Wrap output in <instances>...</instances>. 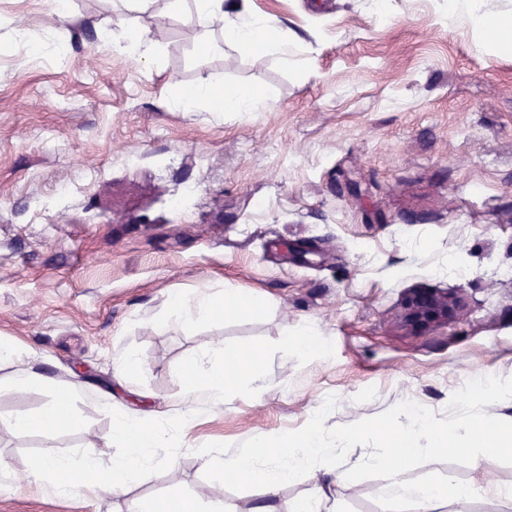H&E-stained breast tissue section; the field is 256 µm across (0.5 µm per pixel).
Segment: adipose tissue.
I'll use <instances>...</instances> for the list:
<instances>
[{
  "label": "adipose tissue",
  "mask_w": 512,
  "mask_h": 512,
  "mask_svg": "<svg viewBox=\"0 0 512 512\" xmlns=\"http://www.w3.org/2000/svg\"><path fill=\"white\" fill-rule=\"evenodd\" d=\"M182 8L186 10L191 24L202 34L200 47L209 53L224 44L259 58L268 46L279 40L277 28L269 19L249 16L243 10L226 12L224 0H182ZM262 98V92L255 87L243 85L227 89L208 79L179 93V101L184 108L201 105L214 111L232 108L250 112ZM261 305V300L252 294L227 297L200 293L178 297L171 305L168 324L185 327L199 313L220 315L228 308L252 313ZM182 377L190 394L202 395L211 406L220 408L224 405L225 392L239 379L245 378L254 383L260 381L261 354L254 351L230 358L223 347L207 346L187 360ZM191 421L192 410L186 403L171 417L153 425L128 411H118L113 415V433L122 442L124 451L109 466H101L89 459L78 468L67 456L47 455L31 461L29 476L36 482L51 479L55 491L65 496L97 500L121 494L129 483L143 476L158 449L167 447L183 434ZM10 423L20 431H53L81 426L82 420L73 413L68 392L60 390L53 394L41 413L17 414L11 417ZM431 431L426 418L413 416L409 426L390 439L386 453L377 459L378 465L389 473L385 486L387 495L395 500L410 501L421 512H435L442 503L460 502L466 498L465 493L450 489L448 483L411 484L393 473L394 461L416 454L420 437Z\"/></svg>",
  "instance_id": "adipose-tissue-1"
}]
</instances>
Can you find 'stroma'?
<instances>
[{"instance_id": "obj_1", "label": "stroma", "mask_w": 512, "mask_h": 512, "mask_svg": "<svg viewBox=\"0 0 512 512\" xmlns=\"http://www.w3.org/2000/svg\"><path fill=\"white\" fill-rule=\"evenodd\" d=\"M288 42L255 59L203 54L171 0L116 17L109 0H0V512H96L27 493L29 464L66 453L102 463L122 453L112 415L162 420L185 400V360L208 345L262 353L263 388L240 384L224 408L194 402L189 433L158 452L140 481L111 498L179 492L233 512H291L324 491L339 512H414L319 465L261 498L207 480L197 449L230 447L304 426L325 397L343 426L415 401L446 416L452 394L490 374L512 378V43L486 46L475 22L512 18V0H247ZM156 48L149 64L113 53L122 26ZM266 94L252 112L192 110L176 87L200 78ZM197 192L187 213L169 198ZM67 188L57 197L59 188ZM456 256L469 274L448 270ZM414 288L460 299L461 315L417 328L403 320ZM256 294L257 314L165 328L172 296ZM320 328L326 352L290 341ZM140 365L117 376L113 358ZM71 393L84 427L16 432L54 390ZM410 483L476 479L512 489V466L482 456L428 462Z\"/></svg>"}]
</instances>
